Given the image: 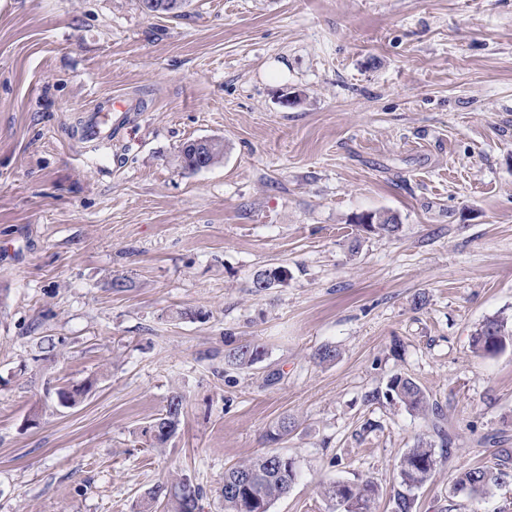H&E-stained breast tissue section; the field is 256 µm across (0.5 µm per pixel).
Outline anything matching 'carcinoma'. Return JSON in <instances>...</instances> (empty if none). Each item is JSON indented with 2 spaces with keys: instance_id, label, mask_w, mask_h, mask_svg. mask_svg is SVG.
<instances>
[{
  "instance_id": "1",
  "label": "carcinoma",
  "mask_w": 512,
  "mask_h": 512,
  "mask_svg": "<svg viewBox=\"0 0 512 512\" xmlns=\"http://www.w3.org/2000/svg\"><path fill=\"white\" fill-rule=\"evenodd\" d=\"M189 0H142L150 15L179 17L184 13ZM182 168L198 171L219 164L224 159V140L220 138L195 139L184 143L179 150ZM379 223L374 230L393 235L399 231L397 217L387 212H376ZM512 342V330L504 321L489 319L472 335L475 351L494 355L503 351ZM263 348L254 343L242 344L224 356L225 364L234 368H249L262 359ZM87 388H59L55 391L58 404L70 401L76 405ZM387 395L398 400L412 413L427 416L435 413L436 407L429 395L413 379L396 375L391 378ZM184 398L172 394L162 413L154 418L147 432L152 447L165 444L177 430L183 415ZM438 459L431 442L421 438L399 461L400 485L403 490L394 496L395 512H412L414 498L411 490L425 485L433 476ZM512 475L505 469L481 466L471 468L457 480L458 489L472 497L487 493L493 484L504 483ZM297 478L294 461L277 453H263L238 464L224 473V487L220 489L224 512H270L271 505L288 494ZM324 496L334 506V512H376L379 489L374 481L366 479L359 483L334 482L324 489ZM202 497L200 487L181 479L174 484V491L166 485H157L145 493L139 504V512H152L157 504L164 505L166 512H198Z\"/></svg>"
}]
</instances>
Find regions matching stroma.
I'll return each mask as SVG.
<instances>
[{
  "mask_svg": "<svg viewBox=\"0 0 512 512\" xmlns=\"http://www.w3.org/2000/svg\"><path fill=\"white\" fill-rule=\"evenodd\" d=\"M111 95L137 111L80 140ZM211 136L223 163L182 169ZM375 211L397 235L354 224ZM492 318L512 324V0H0V512H137L179 477L222 512L225 471L265 452L298 470L271 512L365 479L392 512L438 425L415 512H512V478L456 485L512 455V345L471 347ZM247 342L263 359L225 367ZM397 374L438 418L386 398ZM189 0H142L150 15L180 17L188 6ZM183 401L182 395L173 393L168 398L162 413L159 414V417L154 418L150 424L147 433H150L153 448H160L177 430L183 415ZM154 431L157 433L154 434ZM438 459L431 441L419 438L413 448H409L399 461L400 485L403 491L394 496L395 512H412L414 498L411 490L425 485L438 466ZM495 466H481L465 471L457 480L458 489L476 498L485 495L492 484L505 483L511 477L505 469L499 467L506 468L505 463H496Z\"/></svg>",
  "mask_w": 512,
  "mask_h": 512,
  "instance_id": "1",
  "label": "stroma"
}]
</instances>
